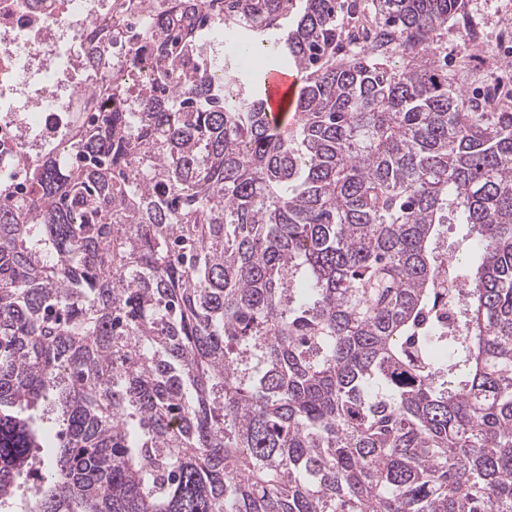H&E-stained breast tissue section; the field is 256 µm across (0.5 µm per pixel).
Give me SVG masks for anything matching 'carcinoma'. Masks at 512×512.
I'll list each match as a JSON object with an SVG mask.
<instances>
[{
    "label": "carcinoma",
    "instance_id": "carcinoma-1",
    "mask_svg": "<svg viewBox=\"0 0 512 512\" xmlns=\"http://www.w3.org/2000/svg\"><path fill=\"white\" fill-rule=\"evenodd\" d=\"M166 2L138 111L3 160L0 512H512V107L448 82L464 0ZM230 25L302 72L283 120L203 68ZM444 235L441 238L440 242V249L439 252L442 253V251L447 247L448 245V253L455 250H459V253L462 254V248L465 247V245L469 242L468 237V225L467 224H456L455 222L453 224H445L444 228Z\"/></svg>",
    "mask_w": 512,
    "mask_h": 512
}]
</instances>
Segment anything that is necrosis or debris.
Returning <instances> with one entry per match:
<instances>
[{"instance_id": "4bbe7bcc", "label": "necrosis or debris", "mask_w": 512, "mask_h": 512, "mask_svg": "<svg viewBox=\"0 0 512 512\" xmlns=\"http://www.w3.org/2000/svg\"><path fill=\"white\" fill-rule=\"evenodd\" d=\"M156 0H0V150L63 139L65 100L113 108L94 88L130 69Z\"/></svg>"}]
</instances>
